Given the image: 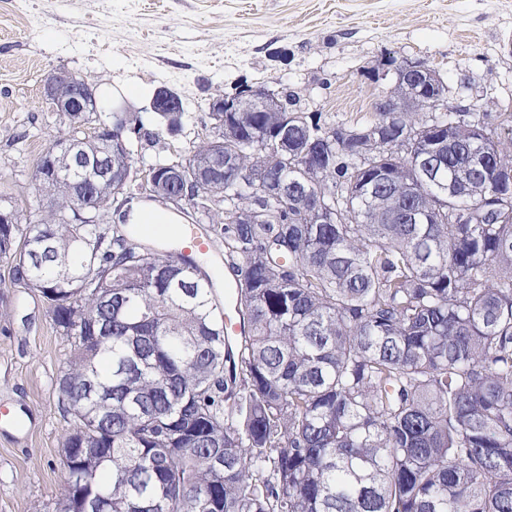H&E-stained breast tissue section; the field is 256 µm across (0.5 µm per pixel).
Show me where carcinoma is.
<instances>
[{
  "mask_svg": "<svg viewBox=\"0 0 512 512\" xmlns=\"http://www.w3.org/2000/svg\"><path fill=\"white\" fill-rule=\"evenodd\" d=\"M390 97L405 111L349 127L290 93L218 112L190 156L149 169L148 199L183 195L237 257L242 341L220 274L134 224L108 236L112 202L140 195V113L76 139L107 179L41 156L37 213H0V262L71 341L54 512H512V136L481 103L468 120L403 83Z\"/></svg>",
  "mask_w": 512,
  "mask_h": 512,
  "instance_id": "carcinoma-1",
  "label": "carcinoma"
}]
</instances>
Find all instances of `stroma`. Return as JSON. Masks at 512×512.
Returning a JSON list of instances; mask_svg holds the SVG:
<instances>
[{"mask_svg":"<svg viewBox=\"0 0 512 512\" xmlns=\"http://www.w3.org/2000/svg\"><path fill=\"white\" fill-rule=\"evenodd\" d=\"M407 61L512 128V0H29L24 13L0 0V194L28 206L42 154L69 129L43 94L60 70L145 89L136 112L160 87L183 100L182 132L131 136L143 177L207 141L211 101L239 85L295 93L338 126L371 118ZM69 350L40 294L0 262V408L28 421L0 426V512H53L65 494L55 379Z\"/></svg>","mask_w":512,"mask_h":512,"instance_id":"stroma-1","label":"stroma"}]
</instances>
